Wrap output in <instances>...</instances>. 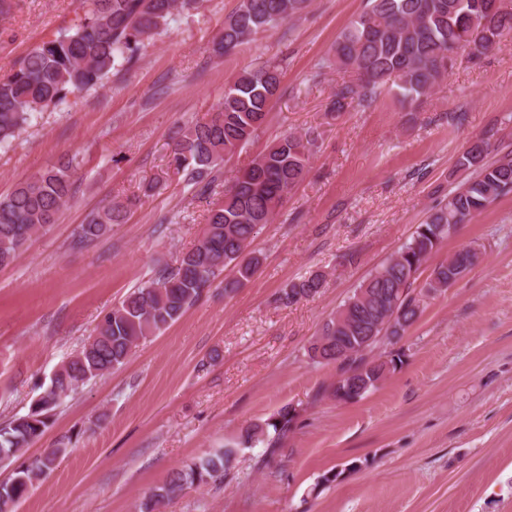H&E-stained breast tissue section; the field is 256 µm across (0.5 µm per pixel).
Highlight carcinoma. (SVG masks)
<instances>
[{
  "mask_svg": "<svg viewBox=\"0 0 512 512\" xmlns=\"http://www.w3.org/2000/svg\"><path fill=\"white\" fill-rule=\"evenodd\" d=\"M478 2L485 6V17L497 35L512 34V8L497 7L496 0H367V10L336 39L333 62L338 69L352 71L356 80L336 85L332 108L370 101L396 73L399 101L412 105L440 81L450 55L460 50L472 56L489 51L488 44L466 50L469 18ZM84 4V15L74 27L36 45L17 69L0 77V145L10 143L36 113L70 94L103 86L111 71L129 64L176 17L197 9L199 0H84ZM307 7L308 0H240L237 11L224 21L214 52L230 54L258 32ZM279 82V66L274 63L245 70L224 86L223 101L208 119L191 121L181 130L171 148L170 166L197 194H210L225 157L244 149L257 135ZM313 145L310 137L285 134L237 172L223 195L208 202L203 237L180 256L176 267L142 282L113 306L98 323L96 336L61 364L28 412L0 425V459L13 462L23 456L44 435L53 412L71 392L124 366L140 341L177 322L225 268L233 267V274L224 278V293L233 294L251 281L261 260L248 247L259 226L275 220L285 196L304 180ZM489 154L490 144L478 140L460 155L457 168L471 169L475 176L448 194L444 205L360 284L309 345L312 361L330 364L336 362V342L344 343L351 358L340 370L356 371L352 394L360 387L374 389L401 361L399 353L376 357L361 353V337H400L416 322L421 314L413 296L416 273L448 239V225L471 223L489 204L512 192V150L493 161L486 160ZM78 165L74 155L0 196V266L57 222L72 197V172ZM126 214V204L108 203L79 225L80 241L103 236L112 225L123 223ZM474 258L472 248L448 256L434 266L420 292L435 295L447 290L474 266ZM323 283L324 275L314 273L288 284L279 300L291 304L313 296ZM295 417L294 408L284 406L263 422L248 425L234 444L171 472L145 495L139 512H160L163 503L186 489L222 479L239 445L262 443L275 448ZM71 443V436L62 435L52 447L15 467L10 480L0 483V512H17Z\"/></svg>",
  "mask_w": 512,
  "mask_h": 512,
  "instance_id": "1",
  "label": "carcinoma"
}]
</instances>
